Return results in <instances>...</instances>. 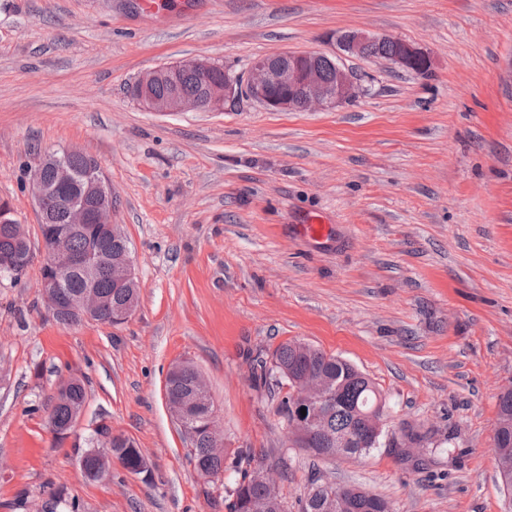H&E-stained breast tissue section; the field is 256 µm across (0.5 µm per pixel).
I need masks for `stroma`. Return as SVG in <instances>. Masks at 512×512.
<instances>
[{
	"label": "stroma",
	"instance_id": "1",
	"mask_svg": "<svg viewBox=\"0 0 512 512\" xmlns=\"http://www.w3.org/2000/svg\"><path fill=\"white\" fill-rule=\"evenodd\" d=\"M362 29L434 59L415 75L346 58L356 102L273 111H150L146 71L204 57L246 77L286 51L332 52ZM77 149L112 186L138 305L119 325L56 323L38 291L45 251L38 154ZM33 243L0 275V512H215L164 395L171 365L205 377L224 445L280 474L288 512L317 480L359 485L395 512H512L493 456L512 387V0H0V202ZM315 217L333 236L298 226ZM299 339L383 391L370 454L293 445L259 356ZM87 392L78 441L57 442L50 400ZM134 440L149 476L86 477L100 425ZM426 435L402 456L403 432Z\"/></svg>",
	"mask_w": 512,
	"mask_h": 512
}]
</instances>
